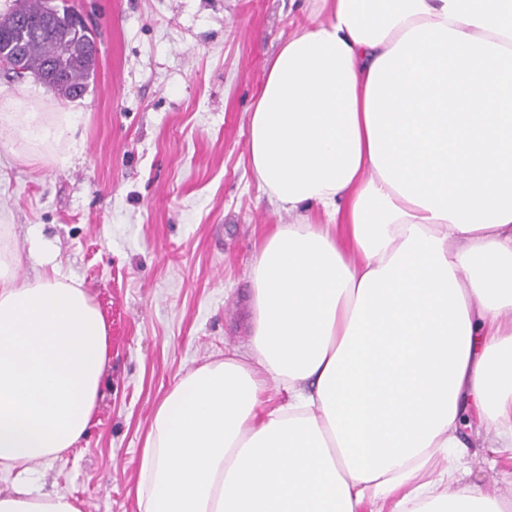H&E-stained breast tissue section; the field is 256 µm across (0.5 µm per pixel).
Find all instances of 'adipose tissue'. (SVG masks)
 I'll list each match as a JSON object with an SVG mask.
<instances>
[{
    "label": "adipose tissue",
    "instance_id": "1",
    "mask_svg": "<svg viewBox=\"0 0 512 512\" xmlns=\"http://www.w3.org/2000/svg\"><path fill=\"white\" fill-rule=\"evenodd\" d=\"M266 66L249 161L291 215L251 268L244 346L155 405L137 512H512L465 485L462 416L512 462V0H319ZM0 129L67 165L77 115L0 94ZM0 246V471L92 425L105 320ZM280 402L262 400L268 384ZM0 512H81L26 485Z\"/></svg>",
    "mask_w": 512,
    "mask_h": 512
}]
</instances>
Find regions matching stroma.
Listing matches in <instances>:
<instances>
[{"label": "stroma", "instance_id": "1", "mask_svg": "<svg viewBox=\"0 0 512 512\" xmlns=\"http://www.w3.org/2000/svg\"><path fill=\"white\" fill-rule=\"evenodd\" d=\"M64 2L100 48L84 96L1 70L0 86L78 113L81 154L32 166L0 136V242L19 274L46 262L81 282L107 325L108 366L86 438L32 479L83 512H136L154 406L248 339L251 262L290 220L252 177L249 112L267 61L319 16L315 0ZM489 455L473 438L463 481L511 500L512 470Z\"/></svg>", "mask_w": 512, "mask_h": 512}]
</instances>
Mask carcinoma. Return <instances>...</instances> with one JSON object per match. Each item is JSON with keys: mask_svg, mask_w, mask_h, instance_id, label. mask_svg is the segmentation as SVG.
<instances>
[{"mask_svg": "<svg viewBox=\"0 0 512 512\" xmlns=\"http://www.w3.org/2000/svg\"><path fill=\"white\" fill-rule=\"evenodd\" d=\"M72 12L65 6L48 23L44 0H23L0 18V56L17 66L13 74L38 77L66 99L83 94L98 60L93 32L74 25Z\"/></svg>", "mask_w": 512, "mask_h": 512, "instance_id": "carcinoma-1", "label": "carcinoma"}]
</instances>
